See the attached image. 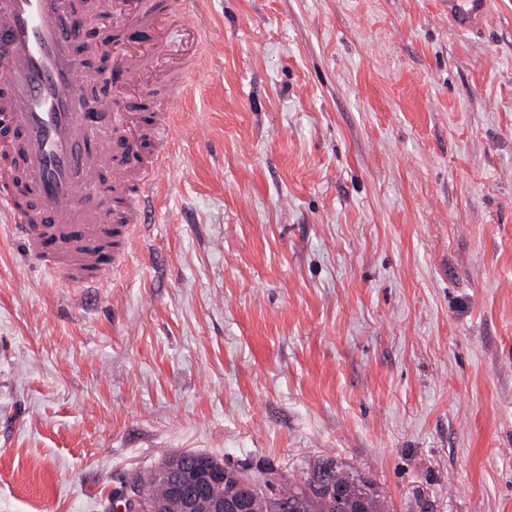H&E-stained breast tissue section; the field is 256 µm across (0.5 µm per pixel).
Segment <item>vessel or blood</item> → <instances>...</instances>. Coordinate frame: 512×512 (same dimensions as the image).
I'll use <instances>...</instances> for the list:
<instances>
[{"mask_svg":"<svg viewBox=\"0 0 512 512\" xmlns=\"http://www.w3.org/2000/svg\"><path fill=\"white\" fill-rule=\"evenodd\" d=\"M94 11L119 60L114 94L90 108L78 66L88 40L73 0H0V45L8 48L0 56V221L36 269L79 288L125 273L177 125L174 109L154 112L150 103L161 85L182 99L187 81L164 71L138 95L121 92L143 76L149 57L169 54V12L182 28H198L196 0H140L128 13L96 0ZM487 11L488 0H448L449 21L463 30L481 27ZM110 124L125 128L134 154H113Z\"/></svg>","mask_w":512,"mask_h":512,"instance_id":"vessel-or-blood-1","label":"vessel or blood"}]
</instances>
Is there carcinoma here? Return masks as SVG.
<instances>
[{"mask_svg": "<svg viewBox=\"0 0 512 512\" xmlns=\"http://www.w3.org/2000/svg\"><path fill=\"white\" fill-rule=\"evenodd\" d=\"M231 478H244L252 487L251 507L254 512H278L282 503L288 512H338L341 495L345 502L363 508V512H385L382 502L375 497L370 483L357 478L332 463H323L304 483L288 482L277 494H265L255 480L239 470H228ZM139 494L147 503L163 502L168 512H180L181 503L170 494L169 482L149 478L141 481Z\"/></svg>", "mask_w": 512, "mask_h": 512, "instance_id": "cac0c4a2", "label": "carcinoma"}]
</instances>
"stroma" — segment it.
I'll list each match as a JSON object with an SVG mask.
<instances>
[{
	"mask_svg": "<svg viewBox=\"0 0 512 512\" xmlns=\"http://www.w3.org/2000/svg\"><path fill=\"white\" fill-rule=\"evenodd\" d=\"M202 0L129 272L0 223V512H112L185 450L386 512H512V0ZM487 0H448V19L463 30H477L485 23Z\"/></svg>",
	"mask_w": 512,
	"mask_h": 512,
	"instance_id": "35a3bbf8",
	"label": "stroma"
}]
</instances>
